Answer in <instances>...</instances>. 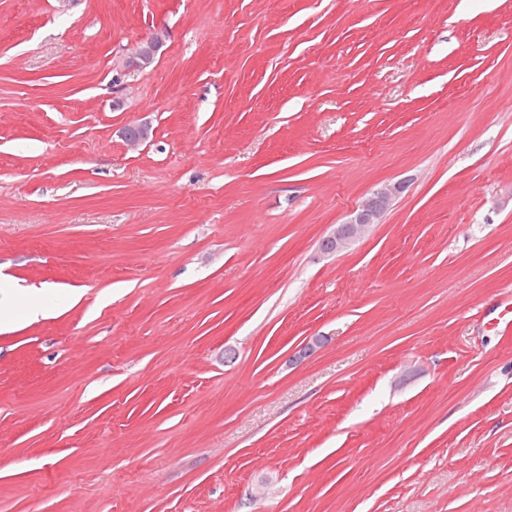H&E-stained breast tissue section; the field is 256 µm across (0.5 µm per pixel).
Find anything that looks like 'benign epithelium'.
Masks as SVG:
<instances>
[{"instance_id":"benign-epithelium-1","label":"benign epithelium","mask_w":512,"mask_h":512,"mask_svg":"<svg viewBox=\"0 0 512 512\" xmlns=\"http://www.w3.org/2000/svg\"><path fill=\"white\" fill-rule=\"evenodd\" d=\"M152 55L151 43L140 44L127 62V67L139 70L145 67ZM401 184H385L375 189L354 212L349 220L336 225L334 230L323 240L322 249L328 254L339 253L363 237L375 224L380 223L392 201L403 192Z\"/></svg>"}]
</instances>
